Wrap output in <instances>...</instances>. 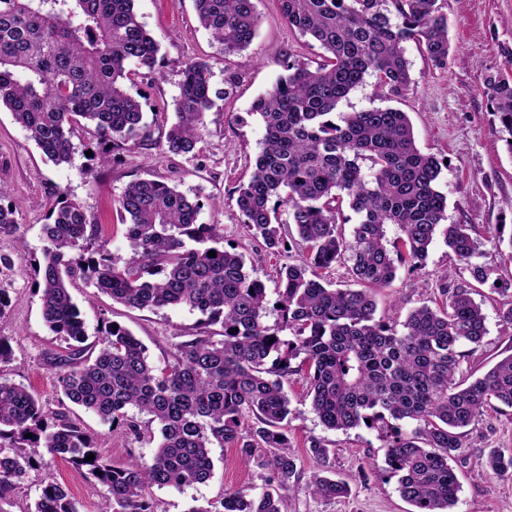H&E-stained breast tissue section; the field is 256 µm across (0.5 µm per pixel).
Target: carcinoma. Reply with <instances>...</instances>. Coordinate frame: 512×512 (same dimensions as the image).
<instances>
[{
    "label": "carcinoma",
    "instance_id": "obj_1",
    "mask_svg": "<svg viewBox=\"0 0 512 512\" xmlns=\"http://www.w3.org/2000/svg\"><path fill=\"white\" fill-rule=\"evenodd\" d=\"M135 0H0V108L53 163H71L75 128L91 127L96 158L116 162L135 148L146 126L126 82L152 70L159 42L139 21ZM288 25L319 42L323 62L280 59L285 74L251 106L265 136L235 203L265 250L286 248L293 227L306 254L277 271L275 304L244 255L221 246L215 224H200L199 202L168 183L130 182L117 199L133 255L112 257L82 206L62 195L42 225V260L34 269L42 317L67 343L51 367L64 398L101 422L138 437L137 415L158 427L150 461L114 466L68 409L51 410L23 385L3 377L12 352L0 337V512L41 467L44 454L84 468L104 488L98 512H159L154 487L181 488L213 475V445L236 446L243 464L269 472L259 493L224 492L190 512H288L300 480L288 423L295 413L283 380L303 376L311 407L330 430L385 429V463L414 512H453L460 483L451 462L467 428L488 407L512 409V354L470 382L458 378L462 348L474 352L487 333L482 308L465 288L442 287V303L422 305L401 326L375 318L373 292L398 267H422L440 226L457 260L471 262L477 241L465 224H445L447 198L437 189L441 162L417 147L407 113L394 108L339 112L366 78L380 91L411 85L405 44L433 67L448 65V18L439 0H277ZM199 24L231 55L255 38L254 0H194ZM486 95L512 155V79H485ZM222 99L208 63L185 65L165 150L194 154L206 112ZM355 215L349 236L337 231L343 203ZM285 209L287 220L279 219ZM17 208L0 203V232L17 229ZM398 230L389 239V226ZM201 244L189 247L187 242ZM216 252L211 257L208 252ZM349 267L356 288H335L319 274ZM81 279L97 294L132 309L184 306L202 315L194 331L170 343L155 363L126 327L108 322L88 339L70 287ZM272 311L278 320L265 318ZM219 324L221 338L210 326ZM415 424L411 433L400 423ZM32 437H27V434ZM94 454V459L86 456ZM309 453L320 466L309 480L324 499L347 495L328 476L321 439ZM481 465L495 477L512 473V450L491 448ZM27 512H80L59 483L44 481Z\"/></svg>",
    "mask_w": 512,
    "mask_h": 512
}]
</instances>
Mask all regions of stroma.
<instances>
[{
    "label": "stroma",
    "instance_id": "1",
    "mask_svg": "<svg viewBox=\"0 0 512 512\" xmlns=\"http://www.w3.org/2000/svg\"><path fill=\"white\" fill-rule=\"evenodd\" d=\"M256 5L260 20L255 39L246 50L228 56L199 25L193 0H136L139 20L161 49L154 74L136 75L127 85L142 105L146 138L117 163L100 165L91 155L95 140L80 129L73 138L76 152L72 163L53 164L28 140L11 113L0 110V186L19 212L17 231L0 234V255L12 260L11 266H0V288L11 300L7 313L0 317V336L13 351L11 364L0 375L29 388L42 403L54 408L63 400L48 358L63 351L65 343L43 321L40 295L32 286L31 264L42 254L41 226L59 194L79 203L89 219L100 224L98 239L117 258H129L132 249L113 202L139 178L164 180L190 200L202 203L199 223L220 225L225 248L242 253L247 269L267 288H274L276 270L283 262L302 258L305 249L299 243L285 258L267 253L242 223L235 197L240 183L250 176L265 134L261 118L250 112L251 105L281 74L280 55L313 65L323 51L317 42L289 27L276 0H256ZM442 6L451 39L446 69L433 68L414 43H407L412 77L408 91L380 98L367 82L351 92L338 109L355 112L392 107L407 112L420 150L443 160L438 188L447 197L448 221L468 225L479 243L478 252L473 263L457 261L443 237H436L422 269L399 267L391 286L376 292V315L398 324L415 306L440 304L442 285L470 290L486 316L487 334L460 370L462 375L478 376L512 354V328L500 318L512 297L493 290L494 280H512V214L507 211L512 201V154L485 95L486 77L512 76V0H443ZM196 60L209 63L211 82L224 98L205 116L199 153L193 157L173 155L164 149L165 110L178 93L184 64ZM476 264L489 271L488 282L474 279L472 267ZM87 293L83 282H74L71 294L81 309L89 341H97L103 322L115 321L146 345L154 361L167 359L171 338L190 331L200 319L199 313L185 308L152 313L127 308L105 295L90 301ZM284 389L296 413L288 436L303 477L318 469L308 450L310 440L318 438L330 450L329 463L336 479L350 488L349 495L330 501L299 489L289 499L290 512H410L396 479L385 471L381 431L326 429L311 409L304 379L288 378ZM75 415L94 435L99 454L111 464L148 460L156 450V439L130 438L81 409ZM465 443L454 462L461 484L456 512H468L476 505L486 512H512V476L492 477L479 464L486 449H512V409L487 410ZM212 454L214 475L206 483L153 489L162 512H188L191 506L216 501L225 490L243 485L262 490L265 470L245 466L229 446L214 447ZM44 480L67 486L82 512H96L102 486L86 471L49 456L42 468L32 473L21 506L33 503Z\"/></svg>",
    "mask_w": 512,
    "mask_h": 512
}]
</instances>
